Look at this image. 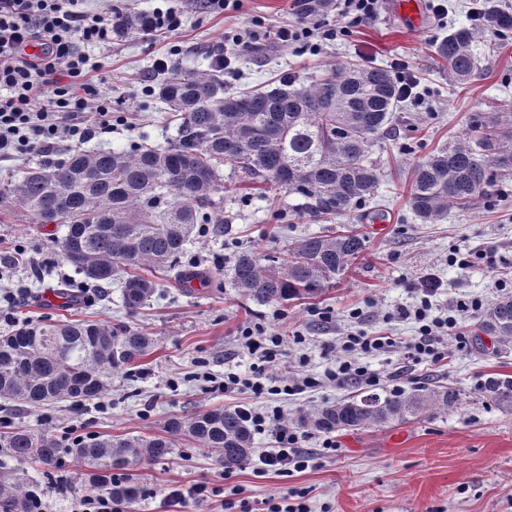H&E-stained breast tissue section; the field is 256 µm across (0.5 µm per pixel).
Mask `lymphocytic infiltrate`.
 <instances>
[{"label": "lymphocytic infiltrate", "instance_id": "lymphocytic-infiltrate-1", "mask_svg": "<svg viewBox=\"0 0 512 512\" xmlns=\"http://www.w3.org/2000/svg\"><path fill=\"white\" fill-rule=\"evenodd\" d=\"M84 0H0V160L53 149L57 142L69 140L81 145L95 137L97 131L112 126V103L99 97L88 75L95 71L83 48L88 44L111 43L123 15L115 8L107 14L83 10ZM35 53H27V46ZM442 282L432 272L417 277L414 291L418 304L399 309L398 315L411 319L418 334L408 340L393 336H372L358 329L343 336L336 366L327 372L330 382L341 384L357 380L365 385H379L378 373L353 360L356 352H383L403 349L407 359L415 362L443 361L444 342L459 334L461 320L481 309L479 299L459 301L447 316H431V299ZM250 359V373L240 376L225 373L216 388L224 393L246 391L254 397L270 398L294 395L318 387L312 376H295L282 381L273 368L288 354V339L257 323L244 327L238 338ZM238 414L258 434H269L274 448L263 451L261 470L281 475L289 470L307 468L310 457L300 446L299 429L288 422L280 407L257 408L243 404Z\"/></svg>", "mask_w": 512, "mask_h": 512}]
</instances>
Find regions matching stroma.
<instances>
[{"label": "stroma", "instance_id": "35a3bbf8", "mask_svg": "<svg viewBox=\"0 0 512 512\" xmlns=\"http://www.w3.org/2000/svg\"><path fill=\"white\" fill-rule=\"evenodd\" d=\"M482 2L447 0L446 15L415 27L391 11L389 0H379L374 16L349 24L345 34L282 46L267 34L295 22L298 0H240L238 8L217 12L199 9L197 0H129L133 12L178 9L182 25L170 35L132 30L113 37L111 44L87 47L100 67L97 91L112 101V129L85 143L88 151H118L140 142L166 147L173 142L177 120L152 92L164 78L155 61L167 54L174 67L206 70L212 52L222 51L231 61L224 72L229 94L276 87L288 74L297 85L306 86L351 62L403 67L416 73L419 84L389 133L371 149L382 177L367 203L343 215L317 218L297 212L301 197L285 189L261 191L225 175L223 191L213 197L214 223L190 235L181 257L182 264L204 269L207 283L187 293L170 272L142 269V276L156 281L157 291L133 312L121 298L129 268L108 283L86 282L60 250L65 225L32 223L16 200L0 202V259L23 257L22 263L0 274V334L23 321H88L128 325L156 340L149 355L108 376L103 406L80 408L61 402L33 408L0 399V433L24 425L57 438L67 433L152 437L163 434L170 418L202 409L232 410L252 401L265 406V399L247 393L227 396L211 388L212 379H223L225 372L248 369V359L235 341L240 326L281 313L278 330L302 336L301 343L288 346L289 372L320 376L334 363L325 347L350 329L351 310H362L366 332L416 335V323L399 319L397 310L414 304L411 280L430 269L443 282L434 308L449 307L461 298L483 303L482 310L461 324L465 346L453 348L449 359L434 366L414 364L396 349L363 354L359 360L380 373L386 391L396 375L408 393L418 386L454 387L460 393L457 408L335 431L340 444L336 455L283 476L257 475L252 461L225 468L218 455L182 440L165 459L134 466L147 493L130 512H221L216 502L168 505L165 496L171 487L195 483L222 486L225 499L238 496L249 502L301 491L310 512H512V407L496 406L479 393L487 378L512 377V343L498 342L481 327L486 309L502 297L493 270L512 272V184L434 224L418 220L408 203L410 180L420 161L462 138L470 117L488 111L491 103L512 109V42L488 55L487 46L495 37L479 30L473 51L482 59L483 72L464 86L449 83L433 53V42L446 35L449 26L472 25ZM254 30L259 39L243 48L239 36ZM378 208L386 213L379 230L366 220ZM323 231L358 233L366 249L319 295L259 305L232 287L237 251L251 250L263 260L286 254L296 241ZM454 248L483 251L487 258L467 269L452 267L448 253ZM316 308L330 309L332 322L314 317ZM359 390L355 383L327 385L282 397L280 406L296 423ZM88 474L65 453L52 469L30 459L16 464L14 471H0V482L28 481L45 490L47 512H77L79 499L98 491Z\"/></svg>", "mask_w": 512, "mask_h": 512}]
</instances>
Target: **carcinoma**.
Here are the masks:
<instances>
[{"instance_id": "cac0c4a2", "label": "carcinoma", "mask_w": 512, "mask_h": 512, "mask_svg": "<svg viewBox=\"0 0 512 512\" xmlns=\"http://www.w3.org/2000/svg\"><path fill=\"white\" fill-rule=\"evenodd\" d=\"M331 7L328 0H300L309 17ZM478 27L492 31L495 54L512 40V11L485 0ZM476 27V28H478ZM476 28L462 26L433 43L434 55L448 76L463 85L482 67L472 51ZM293 76L271 90L231 96L224 93L222 71H174L159 86L158 98L179 119L175 141L166 149L136 143L127 150L68 151L45 160L18 182L0 187L26 208L32 221L60 204L69 210L61 251L86 278L89 268L153 267L176 271L188 285L196 273L179 271L188 237L197 225L213 223V195L224 189L221 168L251 184L284 188L306 199L305 209L324 217L342 215L366 201L377 187L380 169L370 148L391 130L394 112L405 100L388 70L350 63L307 87ZM512 181V124L498 112L475 114L469 135L442 147L416 165L409 191L415 216L433 224L453 210L463 211L489 196L488 189ZM83 251L75 262L73 246ZM366 249L358 234L314 235L300 239L284 256L263 265L249 251L234 257L232 285L258 304L315 296L344 273ZM155 291L153 281L131 275L122 287L124 306L135 311ZM486 331L512 341V297L487 314ZM155 339L123 325L27 323L0 335V398L28 405L58 399L82 403L100 398L103 378L149 354ZM480 392L498 406L512 405V378H488ZM460 393L438 386L428 392L356 395L326 407L309 423L333 432L385 424L407 415L434 414L456 407ZM165 437L84 438L69 452L94 469L119 505L138 502L144 488L112 472L147 460L166 458L175 438L185 436L221 456L224 466L246 462L252 433L239 414L206 409L167 423ZM5 456L31 457L54 467L62 448L47 432L15 426L0 436ZM5 512H28V493L0 485Z\"/></svg>"}]
</instances>
